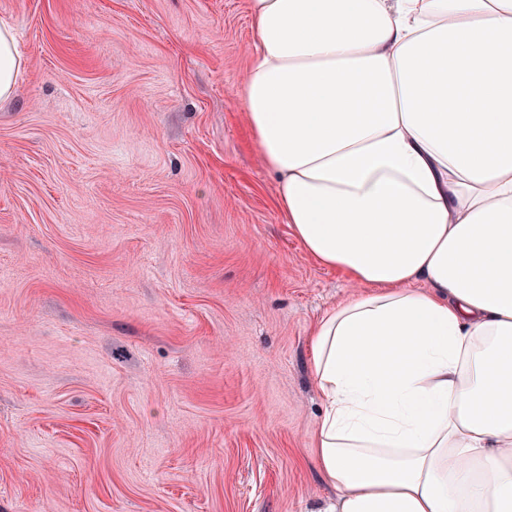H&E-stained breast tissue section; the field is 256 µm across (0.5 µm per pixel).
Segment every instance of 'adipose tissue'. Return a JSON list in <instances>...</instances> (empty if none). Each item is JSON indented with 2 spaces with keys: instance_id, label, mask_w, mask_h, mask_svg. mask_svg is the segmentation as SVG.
<instances>
[{
  "instance_id": "adipose-tissue-1",
  "label": "adipose tissue",
  "mask_w": 512,
  "mask_h": 512,
  "mask_svg": "<svg viewBox=\"0 0 512 512\" xmlns=\"http://www.w3.org/2000/svg\"><path fill=\"white\" fill-rule=\"evenodd\" d=\"M246 123L306 254L333 512H512V0H250ZM23 60L0 29V102Z\"/></svg>"
}]
</instances>
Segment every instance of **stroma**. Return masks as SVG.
<instances>
[{"mask_svg": "<svg viewBox=\"0 0 512 512\" xmlns=\"http://www.w3.org/2000/svg\"><path fill=\"white\" fill-rule=\"evenodd\" d=\"M1 22L0 512H326L309 335L351 287L249 136V0ZM15 38L7 27L0 29V102L9 100L16 86L17 76L22 68Z\"/></svg>", "mask_w": 512, "mask_h": 512, "instance_id": "35a3bbf8", "label": "stroma"}]
</instances>
